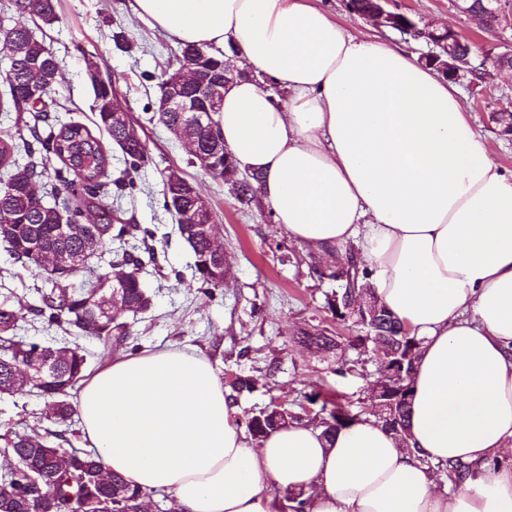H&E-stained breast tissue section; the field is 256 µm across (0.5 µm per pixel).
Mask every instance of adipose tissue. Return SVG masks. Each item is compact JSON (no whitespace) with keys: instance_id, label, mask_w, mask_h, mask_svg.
Returning a JSON list of instances; mask_svg holds the SVG:
<instances>
[{"instance_id":"1","label":"adipose tissue","mask_w":512,"mask_h":512,"mask_svg":"<svg viewBox=\"0 0 512 512\" xmlns=\"http://www.w3.org/2000/svg\"><path fill=\"white\" fill-rule=\"evenodd\" d=\"M322 0H133L176 42L230 48L224 149L259 173L277 224L326 259L365 261L379 304L419 340L408 436L366 417L324 437L292 423L253 446L206 358L124 354L87 378L89 449L183 512H512V173L457 87L352 34ZM286 93L274 102L255 75ZM467 471L449 479L448 467Z\"/></svg>"}]
</instances>
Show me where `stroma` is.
I'll return each mask as SVG.
<instances>
[{"label": "stroma", "mask_w": 512, "mask_h": 512, "mask_svg": "<svg viewBox=\"0 0 512 512\" xmlns=\"http://www.w3.org/2000/svg\"><path fill=\"white\" fill-rule=\"evenodd\" d=\"M130 4L59 0V21L36 27L34 33L62 62V76L52 92L62 120L95 125L94 94L86 75V62L92 59L103 77L111 79L131 118L145 123L142 138L149 159L136 176L137 189L109 200L114 221L156 224L162 232L154 245L157 263L142 271L152 306L129 320L138 344L145 350L167 346L204 356L224 380L236 374L252 377L254 391L237 400L244 413L273 400L294 410L305 393L331 387L346 397L353 412L372 415L368 387L377 373L373 353L363 355V377L342 379L333 373V358L295 341L300 329L319 323L338 335H353L352 323L334 321L326 305L336 282L310 276L307 249L270 219L262 202L241 206L229 185L190 164L186 146L172 133L146 122V114L156 108L158 78L179 45L134 17ZM394 6L412 15L419 27L454 28L473 41L476 54L512 51V20L487 28L458 12L451 0H395ZM455 84L492 159L512 172V135L491 119L492 113L512 111V77L494 69L479 85H472L467 75ZM173 169L194 182L214 209L215 233L229 268L223 288L213 296L200 290L192 252L180 238L174 216L163 207V180ZM43 285L41 273L22 268L0 249V303H34ZM45 411L43 399L36 396H2L0 430L23 424L48 427Z\"/></svg>", "instance_id": "stroma-1"}]
</instances>
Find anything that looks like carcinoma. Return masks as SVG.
<instances>
[{"label":"carcinoma","instance_id":"carcinoma-1","mask_svg":"<svg viewBox=\"0 0 512 512\" xmlns=\"http://www.w3.org/2000/svg\"><path fill=\"white\" fill-rule=\"evenodd\" d=\"M497 0H466L467 12L480 17L487 26L499 24L493 12ZM350 12L372 20L380 4L378 0H347ZM20 20L9 23L8 11ZM30 17L44 25L59 21L58 0H9L0 7V49L7 53V90L0 98V110L16 113L15 131L0 132V244L5 251L26 268L45 274V286L38 289L36 303L28 306L32 320L42 328L60 329L71 335L92 336L104 345L132 353L139 346L131 341L129 325L102 315L106 304L98 293L105 277L120 285L119 301L112 312L134 316L149 310L152 297L141 275L144 257L154 259V249L148 245L157 237L158 227L139 224H116L107 215V203L112 194L132 193L136 184L132 174L148 161L146 143L131 137L123 127L112 123V104L118 97L112 81L102 77L96 62L87 66L93 88V108L96 125L105 131L122 151L125 168L119 176L108 179L109 157L101 140L78 122L49 123L50 116L36 115L30 102L28 81L32 68L29 63H41L42 87L54 89L60 61L45 42L37 38L21 18ZM440 49L455 46L459 54L468 57L472 45L465 37L456 39L443 28L434 31ZM204 61L206 88L191 90L198 103L208 101V89L224 88V54L207 46L186 44L181 47L179 62ZM499 70L512 68V53H487L485 66ZM203 122L189 120L181 112H154L149 117L178 138L197 144L200 151L212 156L210 174L238 186L236 199L249 205L256 193L255 184L261 176L251 173L237 177L238 166L224 152V140L215 133L218 121L208 112L200 113ZM31 158L21 166L17 156ZM200 192L197 186L182 177L171 175L164 180V208L177 217L178 232L194 256V273L200 289L212 296L224 284V252L213 246L206 230L192 223L193 209ZM96 208L106 214L100 224L84 223V216ZM93 237L102 247L138 240L141 245L130 250L115 251L104 271L89 264L84 256V242ZM319 278L339 282V288L327 297V309L340 322L347 321V300L355 295L374 298L371 271L366 263L350 253L336 267L312 265ZM17 311L0 304V395L31 393L46 404V418L60 426L43 433L28 427L22 431L8 428L0 433V453L13 460V466L0 471V512H29L37 501L65 505V512H178L174 499L165 493L151 495L132 488L124 478L105 466L93 452L77 448L71 437L74 408L68 397L86 379L90 367L88 354L64 336L48 340L17 333ZM361 333L343 338L321 325L299 333V343L318 353L336 355L334 373L345 378L358 375V362L347 358L346 352L360 354L382 344L392 350L396 360L404 363L403 373L388 378L385 393L389 414L407 433L409 380L413 371L419 341L410 335L401 322L386 308L378 306L368 325H360ZM51 368L40 379L26 381L23 371L45 362ZM229 397L235 399L254 389L253 380L236 374L227 382ZM307 405L290 410L270 403L265 408L245 414L241 419L256 445L269 435L293 422H317L328 436L336 428L352 423L358 416L351 414L338 394L314 391L305 395ZM308 498L288 492L284 495L286 512H307Z\"/></svg>","mask_w":512,"mask_h":512}]
</instances>
